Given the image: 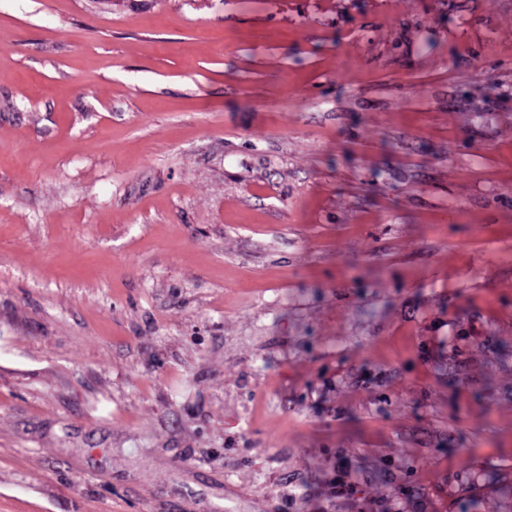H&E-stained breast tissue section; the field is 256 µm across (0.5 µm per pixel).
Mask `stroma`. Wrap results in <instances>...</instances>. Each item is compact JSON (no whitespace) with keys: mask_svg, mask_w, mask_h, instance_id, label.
I'll list each match as a JSON object with an SVG mask.
<instances>
[{"mask_svg":"<svg viewBox=\"0 0 512 512\" xmlns=\"http://www.w3.org/2000/svg\"><path fill=\"white\" fill-rule=\"evenodd\" d=\"M393 503L512 512V0H0V512Z\"/></svg>","mask_w":512,"mask_h":512,"instance_id":"1","label":"stroma"}]
</instances>
